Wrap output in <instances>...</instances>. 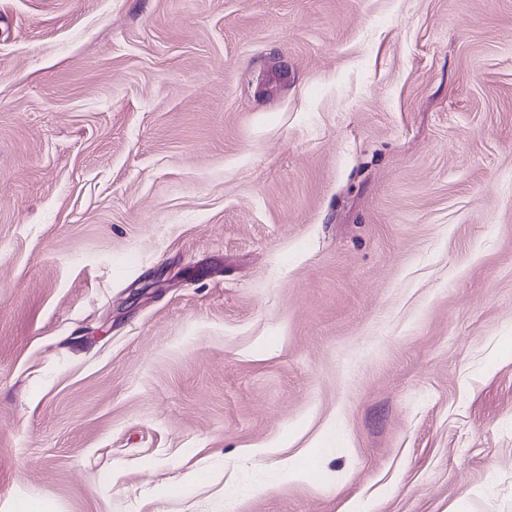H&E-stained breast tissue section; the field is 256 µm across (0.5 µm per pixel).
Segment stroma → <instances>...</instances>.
Segmentation results:
<instances>
[{
    "label": "stroma",
    "instance_id": "35a3bbf8",
    "mask_svg": "<svg viewBox=\"0 0 512 512\" xmlns=\"http://www.w3.org/2000/svg\"><path fill=\"white\" fill-rule=\"evenodd\" d=\"M512 512V0H0V512Z\"/></svg>",
    "mask_w": 512,
    "mask_h": 512
}]
</instances>
